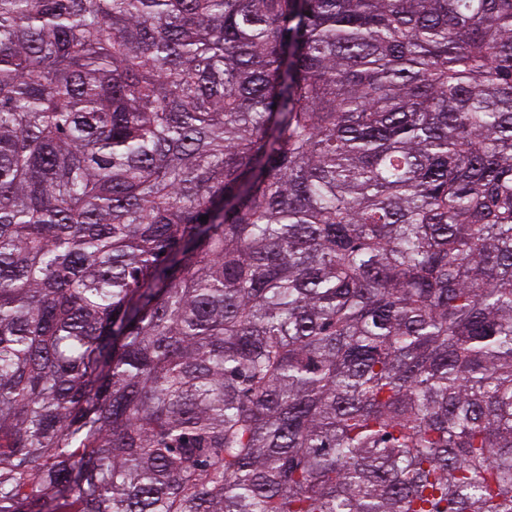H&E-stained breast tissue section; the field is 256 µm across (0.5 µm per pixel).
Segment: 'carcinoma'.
Returning a JSON list of instances; mask_svg holds the SVG:
<instances>
[{
    "mask_svg": "<svg viewBox=\"0 0 512 512\" xmlns=\"http://www.w3.org/2000/svg\"><path fill=\"white\" fill-rule=\"evenodd\" d=\"M0 512H512V0H0Z\"/></svg>",
    "mask_w": 512,
    "mask_h": 512,
    "instance_id": "carcinoma-1",
    "label": "carcinoma"
}]
</instances>
